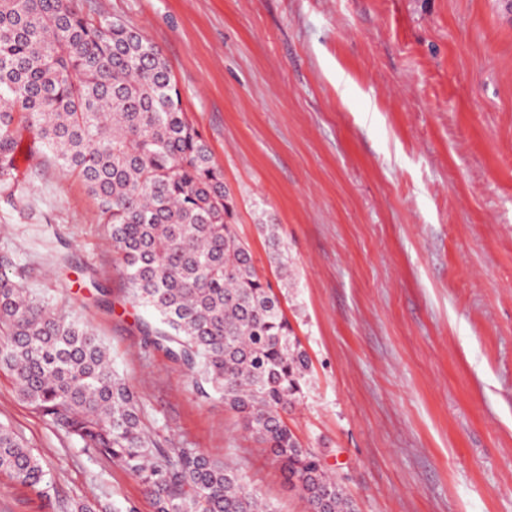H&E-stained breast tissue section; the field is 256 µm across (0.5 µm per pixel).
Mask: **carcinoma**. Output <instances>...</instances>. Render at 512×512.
Here are the masks:
<instances>
[{
  "label": "carcinoma",
  "mask_w": 512,
  "mask_h": 512,
  "mask_svg": "<svg viewBox=\"0 0 512 512\" xmlns=\"http://www.w3.org/2000/svg\"><path fill=\"white\" fill-rule=\"evenodd\" d=\"M21 129L32 134L30 155L52 157L96 200L130 302L159 319L137 322L144 345L239 414L309 512H358L284 419L310 359L281 305L290 273L279 225H260L274 286L236 231L223 173L160 50L126 21L72 0H0V191L10 196ZM10 264L0 256V367L21 399L137 479L153 512H274L234 469L149 431L140 396L104 342L21 287ZM0 474L44 493L40 458L4 425Z\"/></svg>",
  "instance_id": "1"
}]
</instances>
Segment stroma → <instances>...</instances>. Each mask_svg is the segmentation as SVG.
<instances>
[{
    "mask_svg": "<svg viewBox=\"0 0 512 512\" xmlns=\"http://www.w3.org/2000/svg\"><path fill=\"white\" fill-rule=\"evenodd\" d=\"M167 58L188 119L276 280L310 358L286 419L359 512H512V0H76ZM0 194L11 277L93 328L147 423L234 467L274 512H309L223 400L146 348L97 205L52 158ZM106 298H99L98 288ZM40 458L47 497L0 476V512L95 500L152 512L143 486L19 398L0 425Z\"/></svg>",
    "mask_w": 512,
    "mask_h": 512,
    "instance_id": "1",
    "label": "stroma"
}]
</instances>
